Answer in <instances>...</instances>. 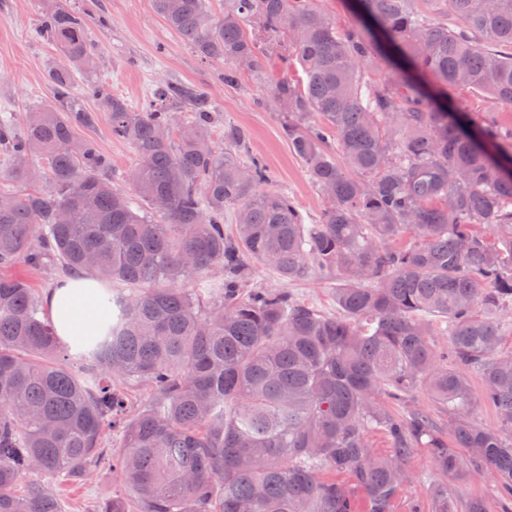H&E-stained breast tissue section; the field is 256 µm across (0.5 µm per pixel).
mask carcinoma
<instances>
[{
    "label": "carcinoma",
    "instance_id": "1",
    "mask_svg": "<svg viewBox=\"0 0 512 512\" xmlns=\"http://www.w3.org/2000/svg\"><path fill=\"white\" fill-rule=\"evenodd\" d=\"M352 3L357 23L340 33L314 0H224L219 15L210 0H153L201 58L224 61L228 87L244 68L266 81L262 40L284 42L303 77L272 82L268 100L329 198L316 224L268 188L261 159L241 157L244 129L226 125L224 147L212 144L203 88L159 81L136 112L92 77L87 16L45 13L35 36L62 53L53 100L21 124L0 112L9 174L44 188L0 196V270L54 258L70 277L91 274L112 284L110 318L73 349L36 289L0 275V512H62L57 487L106 459L102 427L128 403L114 382L128 378L152 388L109 458L134 500L100 512H393L421 446L444 474H490L512 512V354L495 355L512 308V130L448 97L464 86L512 106V0ZM367 60L381 62L380 81L362 77ZM78 73L137 156L125 187L98 144L74 135L96 120L73 93ZM251 260L285 281L336 272L339 313L244 292ZM466 367L498 426L474 420ZM420 388L446 424L378 400ZM370 429L387 453L372 451ZM433 503L459 512L444 485Z\"/></svg>",
    "mask_w": 512,
    "mask_h": 512
}]
</instances>
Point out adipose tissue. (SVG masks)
<instances>
[{
    "instance_id": "ef3b65f1",
    "label": "adipose tissue",
    "mask_w": 512,
    "mask_h": 512,
    "mask_svg": "<svg viewBox=\"0 0 512 512\" xmlns=\"http://www.w3.org/2000/svg\"><path fill=\"white\" fill-rule=\"evenodd\" d=\"M102 287L92 275L59 280L46 298V311L58 336L74 345L94 334L105 321L106 312L100 303Z\"/></svg>"
}]
</instances>
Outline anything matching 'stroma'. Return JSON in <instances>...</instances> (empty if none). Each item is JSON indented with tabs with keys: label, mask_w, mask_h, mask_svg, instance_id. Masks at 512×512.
<instances>
[{
	"label": "stroma",
	"mask_w": 512,
	"mask_h": 512,
	"mask_svg": "<svg viewBox=\"0 0 512 512\" xmlns=\"http://www.w3.org/2000/svg\"><path fill=\"white\" fill-rule=\"evenodd\" d=\"M60 6L88 15V37L95 48L94 77L106 92L124 98L137 110L144 106L158 80L168 78L204 87L219 114L211 133L216 146L224 144L225 125L244 128L249 135V153L262 157L270 170L272 189L287 193L306 223L320 220L328 199L310 182L303 163L282 137L279 116L266 103V85L246 73L239 86H225L223 62L201 60L155 13L152 0H0V109L22 117L30 107L50 102L47 72L59 49L34 39L32 33L48 8ZM451 95L474 119L491 117L500 126L512 128V108L492 106L486 94L471 88L452 89ZM85 134L108 156L117 181H124L137 156L127 143L113 139L107 113L98 112L95 124ZM336 282L335 273L316 272L286 284L275 270L255 263L247 285L287 287L297 299L332 314L336 311ZM406 468L412 479L396 500L393 512H411L413 504H427L432 487L444 481L455 489L459 501L481 497L489 512H499L488 475L443 477L424 448L415 452ZM115 496L126 499L130 493L105 465L93 470L85 481L62 485L59 493L63 512H95L99 504Z\"/></svg>",
	"instance_id": "1"
}]
</instances>
